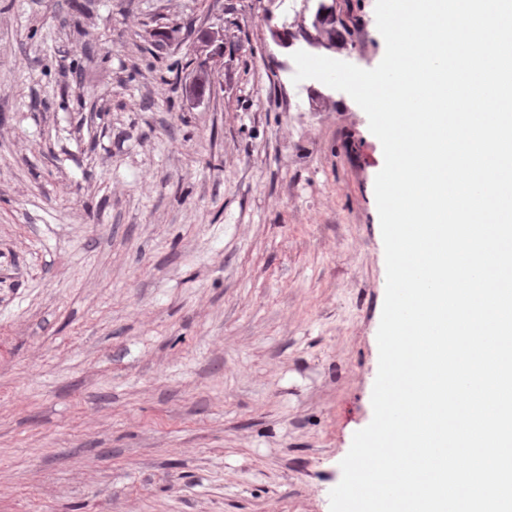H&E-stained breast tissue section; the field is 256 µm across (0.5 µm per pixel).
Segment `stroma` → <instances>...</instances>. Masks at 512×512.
Returning <instances> with one entry per match:
<instances>
[{"instance_id":"35a3bbf8","label":"stroma","mask_w":512,"mask_h":512,"mask_svg":"<svg viewBox=\"0 0 512 512\" xmlns=\"http://www.w3.org/2000/svg\"><path fill=\"white\" fill-rule=\"evenodd\" d=\"M329 58L375 68L376 0ZM311 0H0V512H329L386 265ZM221 67L187 97L195 31Z\"/></svg>"}]
</instances>
